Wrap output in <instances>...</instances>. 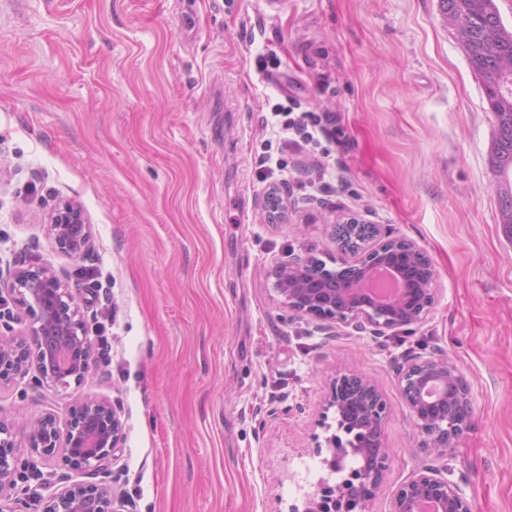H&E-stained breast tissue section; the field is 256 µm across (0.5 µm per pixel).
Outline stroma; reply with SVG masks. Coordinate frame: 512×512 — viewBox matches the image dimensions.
<instances>
[{"label": "stroma", "mask_w": 512, "mask_h": 512, "mask_svg": "<svg viewBox=\"0 0 512 512\" xmlns=\"http://www.w3.org/2000/svg\"><path fill=\"white\" fill-rule=\"evenodd\" d=\"M330 112L343 195L310 194L266 125L274 105ZM485 91L439 0H0V280L29 265L78 288L90 376L53 390L36 371L0 387V421L65 419L83 397L124 424L112 476L61 459L23 465L19 512L107 482L122 512H292L296 480L326 476L316 445L336 369L387 401L388 469L370 512H391L417 469L448 465L472 512H512V240L488 163ZM289 171L288 214L263 211L264 157ZM83 209L81 257L48 233ZM353 214L431 258L434 304L374 336L287 311L272 266L339 258ZM445 356L474 395L445 457L419 446L397 368Z\"/></svg>", "instance_id": "35a3bbf8"}]
</instances>
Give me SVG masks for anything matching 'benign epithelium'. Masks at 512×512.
I'll use <instances>...</instances> for the list:
<instances>
[{
	"label": "benign epithelium",
	"instance_id": "obj_1",
	"mask_svg": "<svg viewBox=\"0 0 512 512\" xmlns=\"http://www.w3.org/2000/svg\"><path fill=\"white\" fill-rule=\"evenodd\" d=\"M269 222L280 220L287 198L277 186L263 197ZM339 239L356 254L339 268L309 259H292L271 271L273 290L281 305L302 316L337 325L363 328L374 335L394 332L421 322L435 301L436 273L431 259L415 242L386 232L355 216L338 224ZM50 234L57 249L80 256L89 243V226L73 203L59 204L51 218ZM388 271L401 282V292L379 300L363 288L366 277ZM5 315L22 310L28 318L19 336H0V386L35 369L42 384L68 389L87 379L92 365V343L84 327L78 290L48 267L21 269L0 283V307ZM401 396L422 435L421 447L444 455L469 429L473 394L460 368L444 357L416 360L398 375ZM336 416V432L325 437L322 459L328 475L303 493L302 507L293 512H369L368 502L382 482L389 451L383 442L387 403L377 384L356 373L339 372L324 399L320 424L328 413ZM122 438V423L103 399H83L64 425L49 415L27 431L24 447L30 458L62 456L76 470L106 474ZM18 444L8 425L0 421V498L14 485L23 465L18 455L2 449ZM472 512L464 489L448 479V468L426 465L394 495L391 512ZM44 512H120L108 486L87 488L73 484L53 493Z\"/></svg>",
	"mask_w": 512,
	"mask_h": 512
}]
</instances>
